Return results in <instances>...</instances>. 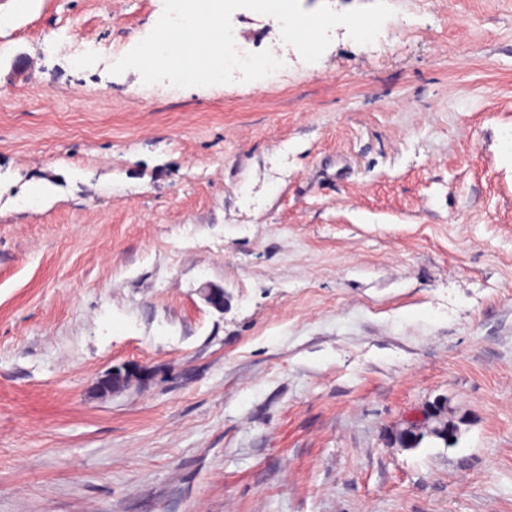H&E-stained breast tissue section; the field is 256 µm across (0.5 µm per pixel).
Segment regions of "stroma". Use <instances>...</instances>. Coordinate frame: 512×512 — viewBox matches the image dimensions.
<instances>
[{
  "instance_id": "35a3bbf8",
  "label": "stroma",
  "mask_w": 512,
  "mask_h": 512,
  "mask_svg": "<svg viewBox=\"0 0 512 512\" xmlns=\"http://www.w3.org/2000/svg\"><path fill=\"white\" fill-rule=\"evenodd\" d=\"M387 2L177 88L164 0H0V512H512V0ZM154 376L151 367L124 363L112 366V368L102 377H100L96 386H101L102 383L112 380V389L107 392H117L123 390L134 383H143L149 381Z\"/></svg>"
}]
</instances>
